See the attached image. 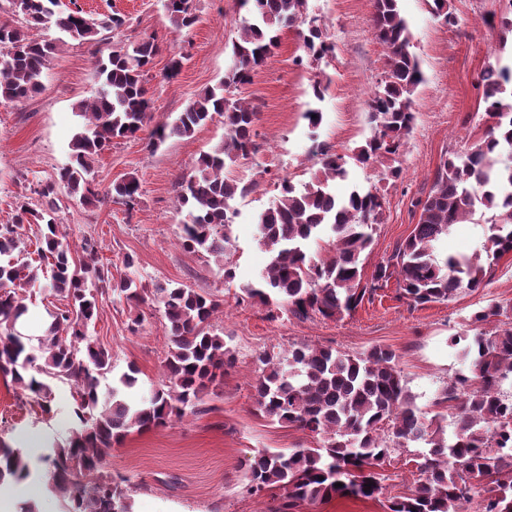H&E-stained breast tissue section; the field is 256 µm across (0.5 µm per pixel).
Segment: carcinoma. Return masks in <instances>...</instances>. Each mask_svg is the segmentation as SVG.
Masks as SVG:
<instances>
[{"mask_svg": "<svg viewBox=\"0 0 512 512\" xmlns=\"http://www.w3.org/2000/svg\"><path fill=\"white\" fill-rule=\"evenodd\" d=\"M7 3L17 21L0 23L3 100L33 96L56 53V42L37 38L32 31L53 27L80 44H91L102 41V31H118L126 24L118 13L97 21L79 8L64 10L60 0ZM428 3L433 14L455 22L449 0ZM238 4L247 16L239 40L232 44L233 68L170 121H155L145 87L144 76L158 53L155 40L119 43L107 59L96 60L101 90L75 106L81 123L70 143V162L35 190L44 207L24 201L17 206L14 223L0 224V373L11 377L46 414L51 411V381L67 383L77 394L72 434L44 458L54 473L49 491L61 498L62 512H132L122 487L125 479L102 473L109 451L134 429L162 427L173 417L201 412L210 387L224 380L233 363L224 336L212 326L221 308L218 299L181 283L149 289L130 276H112L98 264L94 239H84L79 254L64 244L55 214L60 195L86 204L99 200L87 175L113 141L146 131L147 146L153 149L169 137L191 136L216 114L224 117V140L178 179L177 201L186 211L181 245L223 260L235 217L229 201L258 187L255 181L242 185L224 176L227 165L260 150L255 132L259 112L235 90L252 82L285 29H297L304 51L315 60L335 50L320 29H300L307 0ZM165 9L177 28L196 22L192 0H165ZM373 27L385 49L386 71L367 100L373 134L356 155L363 164L394 161L400 155L414 121L413 95L423 82L399 0H373ZM481 87L494 125L468 151L442 160L427 195L412 202L419 211L413 231L377 264L369 282H362L363 255L372 244L374 226L381 223L383 197L376 190L354 189L336 198L329 183L346 176V161L323 151L319 175L304 190L278 180L276 203L259 214L261 241L271 260L259 284L242 286L244 297L300 320L314 314L341 319L392 279L398 298L411 305L447 301L463 289L485 287V262L512 252V165L499 166L502 151L512 152V104L505 101V94H512V65L489 66ZM110 195L132 209L142 186L130 175L114 182ZM478 212L491 214L485 255H439L440 237ZM326 231L324 253L310 256V242ZM29 233L39 242L37 262L27 259L22 247ZM45 264L50 267L47 287L66 307L48 311L50 322L35 356L27 352L17 329L28 311L19 290L39 281ZM105 287L130 307L154 305L163 318L166 382L136 404L116 386L101 392V380L112 372V353L88 335V328L98 316ZM453 345L469 361L471 376L448 382L434 402L439 411L430 417L416 405L398 356L388 347L376 345L349 355L295 344L283 354L258 355L259 413L315 434L319 445L288 454L258 452L246 474L248 491L283 489L285 500L274 512H293L303 502L333 497L376 499L382 486L375 468L395 450L414 444L422 448L419 477L409 492L387 498L385 512H460L474 490L483 494L481 512H512V396L502 391L505 382H512V328L460 336ZM29 475L24 451L0 443V484Z\"/></svg>", "mask_w": 512, "mask_h": 512, "instance_id": "obj_1", "label": "carcinoma"}]
</instances>
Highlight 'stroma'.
<instances>
[{
  "instance_id": "35a3bbf8",
  "label": "stroma",
  "mask_w": 512,
  "mask_h": 512,
  "mask_svg": "<svg viewBox=\"0 0 512 512\" xmlns=\"http://www.w3.org/2000/svg\"><path fill=\"white\" fill-rule=\"evenodd\" d=\"M451 3L456 21L450 25L431 14L426 0H399L424 82L415 93L413 129L398 159L402 173L394 179L386 164L363 165L353 159L372 133L366 100L385 65L372 28V0H308L307 18L334 43L333 56L296 65L302 43L295 31H287L252 83L241 89L242 98L260 112L256 130L261 149L226 171L228 178L259 184L255 192L231 204L236 216L226 258L236 271L234 281H225L214 257L187 252L178 243L184 214L176 182L223 138L222 119H214L192 137L169 138L154 150L143 139L118 140L96 160L89 178L100 191L109 190L127 173L138 174L143 194L134 210L109 199L86 205L60 198L56 217L71 247H78L83 237L94 238L101 263L113 275L124 273L123 259L131 254L136 258L134 275L143 285L184 283L223 302L213 324L223 332L235 363L215 394L206 396L204 412L131 432L106 459V472L124 478L133 512H270L276 505L280 489L259 495L243 489L254 455L261 450L288 453L309 448L317 438L257 412L254 384L261 373L260 353L276 354L295 343L349 354L375 345L390 347L417 405L427 410L448 381L469 372L468 362L450 345L453 335L512 327V253L493 261L485 288L416 308L399 300L393 281L340 320L318 314L297 320L284 312L272 319L265 307L239 300L242 286L257 281L271 259L260 240L257 217L277 199L279 177H289L296 189H303L319 169L321 152L327 151L346 161V177L330 184L336 197L356 188L377 189L384 212L363 261V276L368 279L412 232L418 214L411 202L426 195L444 155L466 151L484 134L491 119L481 99L479 76L490 64L512 62V36L502 35L496 24L512 5L507 0ZM74 4L97 19L124 15V35L130 40L155 39L159 52L146 88L159 120L182 111L196 94L223 79L243 15L238 0H193L197 21L179 29L170 23L164 0H61L65 8ZM41 35L59 43L41 77V91L26 100L0 101V224L11 223L17 203L29 195L31 186L69 163L70 143L79 125L73 107L95 96V62L107 57L113 45L109 39L95 47L80 45L53 28ZM175 56L181 57L182 67L177 78L169 80L164 72ZM317 78L329 82L320 98L314 97L311 87ZM313 109L322 115L316 126L305 117ZM489 235V224L477 216L454 225L437 250L443 255L480 254ZM24 297L29 319L21 332L34 353L47 312L59 301L38 284L26 288ZM491 302L508 307V315L474 325V314ZM139 313L144 321L132 328L131 320ZM93 334L112 352V375L104 379V386H111L113 378L131 366L138 370L137 393L164 380L167 338L154 307L146 304L134 310L104 294ZM75 396L69 384L53 383L52 412L45 415L10 378L0 376V439L24 449L32 462L26 480L0 485V512H15L23 501L34 503L37 512H60L58 498L45 488L40 458L47 448L69 438ZM415 454L412 447L399 449L383 465L384 495H401L412 487L417 477Z\"/></svg>"
}]
</instances>
